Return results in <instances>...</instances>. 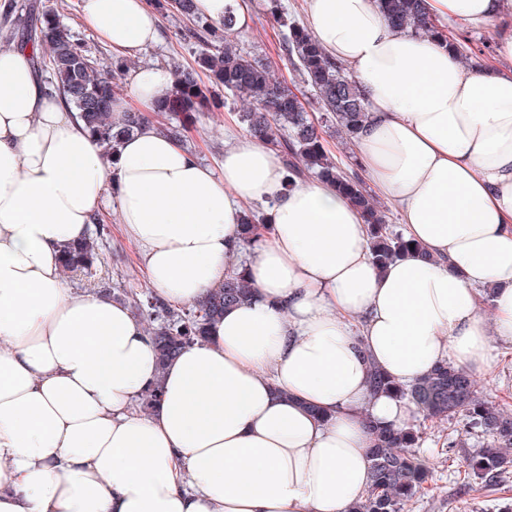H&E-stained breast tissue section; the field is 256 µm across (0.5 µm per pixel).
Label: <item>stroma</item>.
<instances>
[{
    "label": "stroma",
    "instance_id": "stroma-1",
    "mask_svg": "<svg viewBox=\"0 0 512 512\" xmlns=\"http://www.w3.org/2000/svg\"><path fill=\"white\" fill-rule=\"evenodd\" d=\"M266 2L245 0L251 22L247 29L238 32L235 41L242 50L270 63L276 78L297 86L298 78L281 52V33L265 10ZM44 6L56 9L74 36L91 46L103 69L112 71L111 51L79 22V0H12L11 8L0 14V44L20 39L27 17ZM191 26V21L178 15L161 18L158 43L130 57L129 67L194 66L197 45L188 35ZM241 108V102L230 100L223 108L205 113L188 134V148L205 163L217 165L224 151V121L236 116ZM99 275L118 293L129 288L144 291L149 288L136 248L124 237L115 216L108 221L100 245ZM476 380L481 397L512 411V344L495 343L490 370L477 375ZM409 422L422 433L418 452L426 458L431 477L427 490L408 505L407 512H498L512 501V474L497 489H478L467 460L476 454L482 439L475 435L458 437L460 420L436 423L415 413Z\"/></svg>",
    "mask_w": 512,
    "mask_h": 512
}]
</instances>
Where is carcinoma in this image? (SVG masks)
Instances as JSON below:
<instances>
[{
    "mask_svg": "<svg viewBox=\"0 0 512 512\" xmlns=\"http://www.w3.org/2000/svg\"><path fill=\"white\" fill-rule=\"evenodd\" d=\"M155 10L164 14L176 9L196 20V38L200 51L196 67L172 70L174 85L160 99L156 109L171 117L164 130L184 140L197 122V115L224 104L221 94L236 97L246 104L239 120L254 138L273 147L281 157L288 184L308 176L327 178L336 183L364 213L369 226L371 256L382 267L394 258L412 251L411 241L389 228L386 215L358 178L345 175L327 151L320 130L310 119L307 106L316 101L324 109V125L335 129L342 140L352 142L366 119V108L356 82L343 66L329 59L308 31L290 18L279 0H268V10L282 31V51L298 72L309 94H298L279 81L270 66L251 58L233 43L234 12L224 14L218 26L202 20L194 11V0H151ZM386 20L445 41L448 28L433 23L425 11L424 0H377ZM26 43L38 50L41 62L49 53L53 82L62 91L68 105L79 113L86 128L101 143L114 147L137 129L146 116L130 112L124 122H112V100L121 90L116 72L106 75L93 56L91 48L71 34L53 8L43 9L31 18ZM207 82H202L200 75ZM265 215L249 210L242 220L243 242H255V225L264 223ZM97 239L88 237L63 250L62 270L91 279L96 275ZM252 284L245 272L235 271L224 278V284L202 301L175 312L152 292L131 294L135 312L150 322L149 334L160 364H165L184 347L204 339L212 322L224 315V309L247 299ZM373 393H394L416 405L426 419L447 422L455 418L466 421L468 431L483 438L482 448L468 461V468L484 483V487L500 485L512 470V413L478 396L477 382L466 370L443 363L417 383L404 386L390 380L376 369L369 382ZM371 484L364 499L350 512H405L408 503L429 481L428 466L420 462L416 452L421 436L413 425L393 431L373 429Z\"/></svg>",
    "mask_w": 512,
    "mask_h": 512,
    "instance_id": "cac0c4a2",
    "label": "carcinoma"
}]
</instances>
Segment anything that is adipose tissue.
<instances>
[{
	"label": "adipose tissue",
	"mask_w": 512,
	"mask_h": 512,
	"mask_svg": "<svg viewBox=\"0 0 512 512\" xmlns=\"http://www.w3.org/2000/svg\"><path fill=\"white\" fill-rule=\"evenodd\" d=\"M307 2L367 107L360 167L421 248L382 270L333 183L286 186L278 154L235 133L212 167L152 121L107 154L31 47L0 45V512H349L371 425L416 410L371 395L370 369L401 384L443 362L481 372L494 341L512 344V0H426L435 21L495 26L475 67L389 26L376 0ZM79 16L118 58L160 35L149 0H80ZM124 81L118 123L173 85L160 66ZM107 201L171 305L232 270L253 282L166 366L128 304L60 268ZM250 203L269 221L247 253Z\"/></svg>",
	"instance_id": "ef3b65f1"
}]
</instances>
